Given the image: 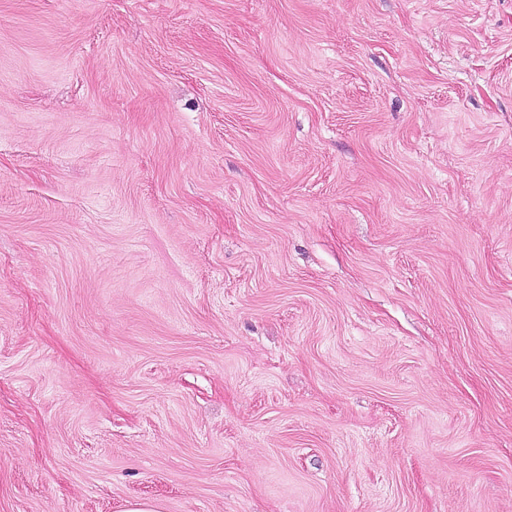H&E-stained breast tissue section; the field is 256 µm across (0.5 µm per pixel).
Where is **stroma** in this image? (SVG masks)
Instances as JSON below:
<instances>
[{"mask_svg":"<svg viewBox=\"0 0 512 512\" xmlns=\"http://www.w3.org/2000/svg\"><path fill=\"white\" fill-rule=\"evenodd\" d=\"M512 512V0H0V512Z\"/></svg>","mask_w":512,"mask_h":512,"instance_id":"stroma-1","label":"stroma"}]
</instances>
